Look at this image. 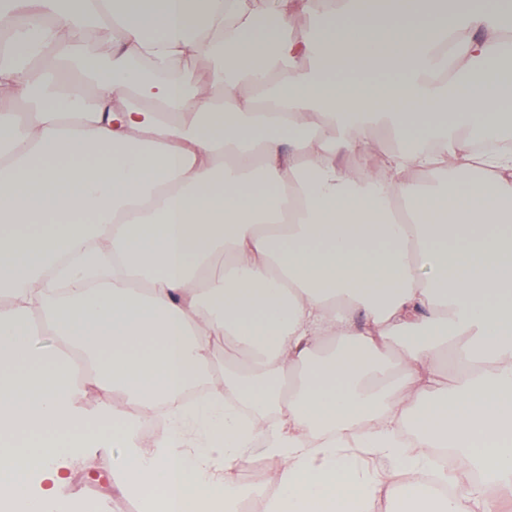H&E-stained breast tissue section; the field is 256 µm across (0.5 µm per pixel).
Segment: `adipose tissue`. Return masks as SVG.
<instances>
[{
	"label": "adipose tissue",
	"instance_id": "1",
	"mask_svg": "<svg viewBox=\"0 0 512 512\" xmlns=\"http://www.w3.org/2000/svg\"><path fill=\"white\" fill-rule=\"evenodd\" d=\"M452 2L343 0L310 37L312 0H0V512L55 503L86 446L123 449L113 484L146 512H238L231 469L258 441L264 512H378L403 473L398 512L512 501V153L471 149L512 129V70L499 16ZM34 49L90 95L12 66ZM374 127L397 148L351 169ZM219 340L223 388L178 405ZM131 407L168 408L154 449ZM408 431L456 449L453 496Z\"/></svg>",
	"mask_w": 512,
	"mask_h": 512
}]
</instances>
